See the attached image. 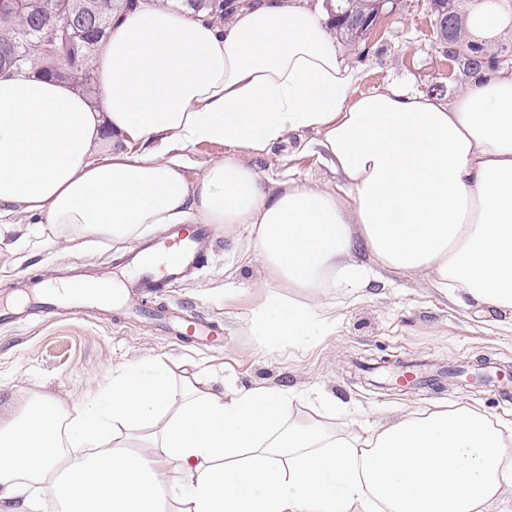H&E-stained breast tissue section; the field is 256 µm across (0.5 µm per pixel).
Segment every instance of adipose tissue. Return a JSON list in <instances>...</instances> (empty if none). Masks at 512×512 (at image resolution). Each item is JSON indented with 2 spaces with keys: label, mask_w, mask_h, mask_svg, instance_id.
<instances>
[{
  "label": "adipose tissue",
  "mask_w": 512,
  "mask_h": 512,
  "mask_svg": "<svg viewBox=\"0 0 512 512\" xmlns=\"http://www.w3.org/2000/svg\"><path fill=\"white\" fill-rule=\"evenodd\" d=\"M93 68V99L0 75V246L26 218L116 240L154 224L247 225L268 289L250 329L267 351L332 333L321 296L370 288L383 269L512 317V69L472 75L450 103L358 92L326 0H254L221 24L141 2L115 16ZM306 132L340 190L272 186L253 166ZM201 143L227 152L192 179L183 152ZM289 405L281 387L218 394L159 363L113 376L67 435L64 407L30 397L0 419V512H26L37 484L63 512L512 504V428L484 412L428 409L360 434L292 421Z\"/></svg>",
  "instance_id": "1"
}]
</instances>
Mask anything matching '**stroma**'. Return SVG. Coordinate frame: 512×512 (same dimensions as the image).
<instances>
[{"label":"stroma","instance_id":"obj_1","mask_svg":"<svg viewBox=\"0 0 512 512\" xmlns=\"http://www.w3.org/2000/svg\"><path fill=\"white\" fill-rule=\"evenodd\" d=\"M348 62L361 72V91L411 82L420 92L445 87L453 101L466 85L458 68L449 67L432 26L428 0H398L356 46L344 47ZM308 134H292L255 162L264 177L293 179L320 187L337 177L317 156L303 151ZM131 241L87 234L68 240L57 230L30 238L21 246L19 264L0 257V308L21 300L13 282L28 286L62 285L77 271L131 278L123 259ZM261 259L244 227L217 229L199 270L154 300L155 307L204 319L223 328L220 345L197 350L179 346L149 320L113 315L100 322L77 313L39 318L0 327V415L28 397L45 394L68 406L75 419L76 400L92 401L113 373L135 363L160 362L175 377L197 376L213 392L225 388L281 386L292 395L290 415L348 431L362 422L388 425L402 415L434 404L473 407L512 427V321L452 303L432 287L429 277L382 273L381 282L357 300L323 297L337 317L335 331L305 346L262 350L249 333L252 309L265 298ZM35 305L36 295L23 298ZM426 363L430 370L489 362L492 382L458 387L396 389L379 378L381 360Z\"/></svg>","mask_w":512,"mask_h":512}]
</instances>
